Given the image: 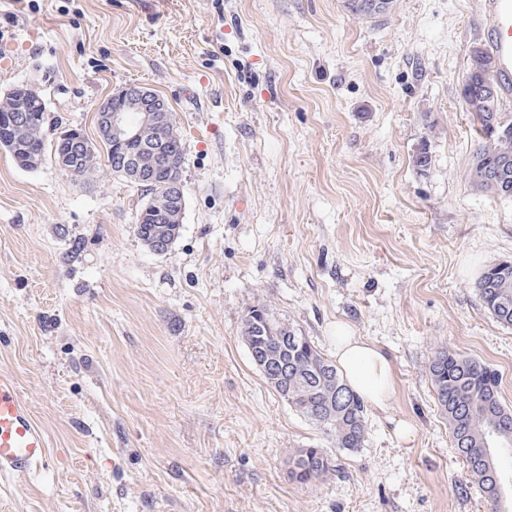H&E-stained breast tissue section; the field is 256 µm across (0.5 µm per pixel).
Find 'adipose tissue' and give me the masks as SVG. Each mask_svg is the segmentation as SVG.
Returning <instances> with one entry per match:
<instances>
[{
	"instance_id": "obj_1",
	"label": "adipose tissue",
	"mask_w": 512,
	"mask_h": 512,
	"mask_svg": "<svg viewBox=\"0 0 512 512\" xmlns=\"http://www.w3.org/2000/svg\"><path fill=\"white\" fill-rule=\"evenodd\" d=\"M332 361L350 390L368 404L385 408L394 393V370L387 355L372 341L337 325Z\"/></svg>"
}]
</instances>
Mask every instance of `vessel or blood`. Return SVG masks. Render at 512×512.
<instances>
[{
	"label": "vessel or blood",
	"instance_id": "vessel-or-blood-1",
	"mask_svg": "<svg viewBox=\"0 0 512 512\" xmlns=\"http://www.w3.org/2000/svg\"><path fill=\"white\" fill-rule=\"evenodd\" d=\"M487 44L498 61L504 94L512 93V0H482ZM50 442L22 396L16 374L0 370V482L26 475L46 462Z\"/></svg>",
	"mask_w": 512,
	"mask_h": 512
}]
</instances>
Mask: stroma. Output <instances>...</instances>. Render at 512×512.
<instances>
[{
	"label": "stroma",
	"instance_id": "1",
	"mask_svg": "<svg viewBox=\"0 0 512 512\" xmlns=\"http://www.w3.org/2000/svg\"><path fill=\"white\" fill-rule=\"evenodd\" d=\"M479 2L362 20L342 0H0V97L31 86L47 109L37 169L0 149V369L51 442L0 512H487L428 371L441 350L481 359L512 406V328L476 288L512 261V202L469 180L481 139L460 96ZM130 84L166 100L184 148L163 255L137 236L140 186L54 162ZM257 304L325 352L348 323L394 366L339 475L288 477L324 438L252 363Z\"/></svg>",
	"mask_w": 512,
	"mask_h": 512
}]
</instances>
